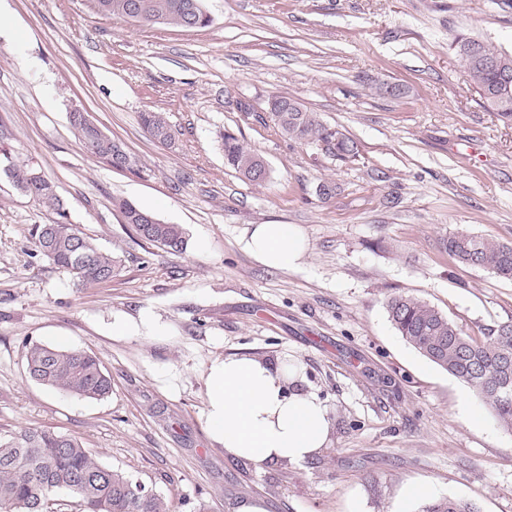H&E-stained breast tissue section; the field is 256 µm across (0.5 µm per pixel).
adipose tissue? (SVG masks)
<instances>
[{"instance_id": "1", "label": "adipose tissue", "mask_w": 512, "mask_h": 512, "mask_svg": "<svg viewBox=\"0 0 512 512\" xmlns=\"http://www.w3.org/2000/svg\"><path fill=\"white\" fill-rule=\"evenodd\" d=\"M245 252L273 269H296L306 247L293 224H256L240 238ZM299 362H265L228 356L211 362L206 375V423L226 453L255 464L300 462L329 435L326 407L301 390Z\"/></svg>"}]
</instances>
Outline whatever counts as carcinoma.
I'll list each match as a JSON object with an SVG mask.
<instances>
[{
    "label": "carcinoma",
    "instance_id": "obj_1",
    "mask_svg": "<svg viewBox=\"0 0 512 512\" xmlns=\"http://www.w3.org/2000/svg\"><path fill=\"white\" fill-rule=\"evenodd\" d=\"M109 15L124 18L131 6L142 5L145 26L166 24L175 28H203L210 17L202 11L203 0H108ZM476 38L461 34L454 41L456 57L469 76L481 105L512 124V85L503 70L479 63L465 45ZM274 128L288 139L322 144L341 162L359 157L356 140L325 125L318 113L291 96L276 95L269 101ZM141 125L161 144L168 145L175 132L160 112L140 114ZM70 126L84 149L110 166L130 158L127 170L140 174L143 168L129 157L124 145L90 123L72 120ZM224 164L252 184L264 183L263 158L247 148L230 131L219 134ZM0 165L19 191L35 198L56 214L51 224H38L32 231L36 252L83 284L101 283L115 277L121 260L100 249L67 220L63 203L54 186L29 165L13 161L5 149ZM124 223L132 225L142 239L176 255L185 246L182 228L166 224L151 212L124 200L113 202ZM448 255L458 263L488 270L512 280V245L484 240L457 232L445 243ZM387 312L395 330L423 357L474 389L492 410L503 428L512 431V323H506L479 340L466 334L447 315L409 295L387 301ZM26 373L30 379L51 389L89 400H102L112 392V382L101 363L91 354L72 348L33 343L26 349ZM79 499L83 512H169L163 498L146 489L133 476L109 469L75 438L44 429H28L0 441V512H45L59 491ZM421 512H479L468 501L443 498L426 504Z\"/></svg>",
    "mask_w": 512,
    "mask_h": 512
}]
</instances>
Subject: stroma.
<instances>
[{"label":"stroma","instance_id":"35a3bbf8","mask_svg":"<svg viewBox=\"0 0 512 512\" xmlns=\"http://www.w3.org/2000/svg\"><path fill=\"white\" fill-rule=\"evenodd\" d=\"M209 26H142L92 0H0V143L37 167L76 225L121 260L111 281L79 284L36 253L52 211L0 178V438L27 429L78 439L141 480L170 512H419L404 497L512 512V432L467 384L417 353L388 319L390 296L443 311L465 333L512 322V280L451 259L459 231L512 244V125L478 102L452 49L465 33L512 51V0H204ZM23 42L15 44L12 32ZM407 88L377 96L373 81ZM288 94L357 139L340 162L261 123ZM255 120L242 122L238 103ZM121 141L145 171L88 155L72 108ZM144 112L175 141L157 143ZM234 132L268 165L260 186L224 165ZM339 186L330 201L316 188ZM180 225L174 256L141 239L113 199ZM255 224H293L303 265L277 270L239 244ZM149 314L162 336H116ZM93 354L112 393L88 401L25 372V345ZM227 356L303 368L326 407L325 448L256 465L209 436L205 378ZM141 125L146 132L161 144H171L175 132L159 112H144L140 115Z\"/></svg>","mask_w":512,"mask_h":512}]
</instances>
